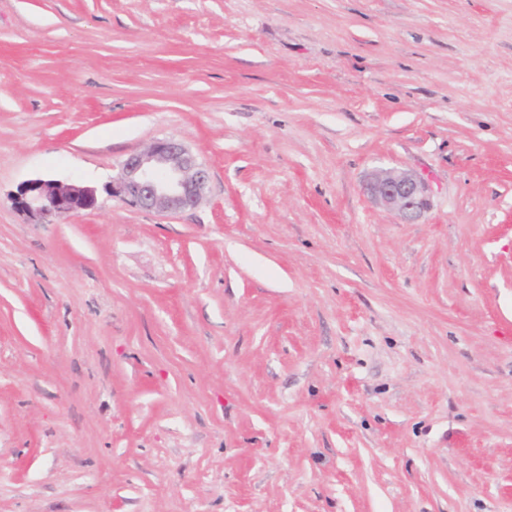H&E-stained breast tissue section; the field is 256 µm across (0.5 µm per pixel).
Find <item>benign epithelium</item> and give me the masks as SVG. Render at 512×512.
Masks as SVG:
<instances>
[{"mask_svg":"<svg viewBox=\"0 0 512 512\" xmlns=\"http://www.w3.org/2000/svg\"><path fill=\"white\" fill-rule=\"evenodd\" d=\"M209 181L210 169L181 141L166 137L128 156L104 190L141 210L180 213L199 204ZM365 191L375 205L406 223L419 220L428 207L425 184L406 169L373 173ZM11 201L15 209L32 218H60L93 208L97 194L93 187L34 178L21 183Z\"/></svg>","mask_w":512,"mask_h":512,"instance_id":"benign-epithelium-1","label":"benign epithelium"}]
</instances>
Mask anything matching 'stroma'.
<instances>
[{
	"label": "stroma",
	"instance_id": "obj_1",
	"mask_svg": "<svg viewBox=\"0 0 512 512\" xmlns=\"http://www.w3.org/2000/svg\"><path fill=\"white\" fill-rule=\"evenodd\" d=\"M0 512H512V0H0ZM209 181L210 169L181 141L166 137L128 156L104 190L131 207L180 213L199 204ZM365 191L375 205L395 213L406 223L418 221L428 207L425 184L406 169L373 173L365 183ZM15 209L32 218H60L93 208L96 189L55 179L34 178L21 183L11 195Z\"/></svg>",
	"mask_w": 512,
	"mask_h": 512
}]
</instances>
